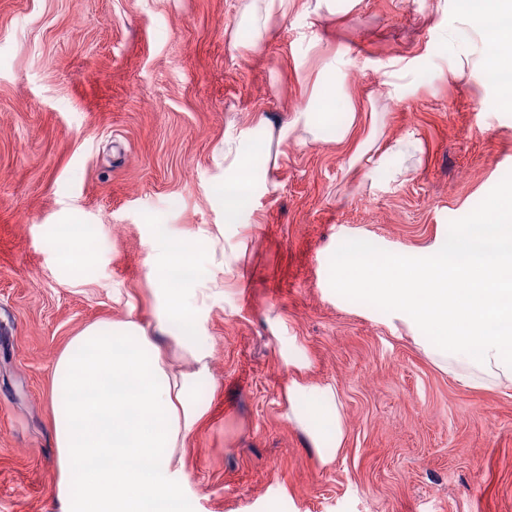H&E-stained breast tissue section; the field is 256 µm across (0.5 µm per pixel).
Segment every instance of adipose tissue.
Listing matches in <instances>:
<instances>
[{"label": "adipose tissue", "mask_w": 512, "mask_h": 512, "mask_svg": "<svg viewBox=\"0 0 512 512\" xmlns=\"http://www.w3.org/2000/svg\"><path fill=\"white\" fill-rule=\"evenodd\" d=\"M363 0H244L240 24L251 38L245 50L259 48L273 21L301 9L308 20L309 46L325 17L356 12ZM456 23L446 33L452 71L463 70L476 41L512 39V0H480V9L456 8ZM501 27H493V20ZM342 54L325 58L309 103L294 112L279 130L289 137L319 139L334 125L332 102L345 97ZM255 125L224 138V212L233 218L255 190L259 168L270 156L251 148ZM420 141L408 135L385 151L369 155L358 145L350 167L382 170L397 177ZM58 240L56 259L75 269L94 260V246L82 225L67 228ZM219 238L202 235L190 242L159 241L148 259V279L156 299L155 325L129 318L108 325L92 324L74 336L53 370L54 438L58 448L56 496L62 512H150L161 504L165 512H187L183 491V460L179 453L207 408L194 396L207 369L210 342L202 318L214 305L228 300L229 285L238 278L248 245L238 240L220 248ZM191 274L173 279L174 271ZM288 418L310 438L322 464L333 462L345 441V418L335 388L329 384L291 381L285 389Z\"/></svg>", "instance_id": "1"}]
</instances>
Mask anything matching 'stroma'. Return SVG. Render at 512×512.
Returning a JSON list of instances; mask_svg holds the SVG:
<instances>
[{
  "label": "stroma",
  "mask_w": 512,
  "mask_h": 512,
  "mask_svg": "<svg viewBox=\"0 0 512 512\" xmlns=\"http://www.w3.org/2000/svg\"><path fill=\"white\" fill-rule=\"evenodd\" d=\"M436 3L365 0L326 18L299 66L296 11L247 53L242 0H0V512H61L58 355L89 324L152 322L155 234L215 231L225 133L259 114L285 124L339 50L361 121L343 143L272 145L239 218L252 242L231 305L204 320L209 411L183 450L192 512H512V389L462 385L388 313L327 288L338 240L424 252L512 172V109L449 74L455 15ZM372 126L384 145L420 139L404 178L349 170ZM73 218L95 226L96 259L69 273L51 231ZM273 319L307 378L336 389L346 440L331 464L288 420Z\"/></svg>",
  "instance_id": "obj_1"
}]
</instances>
